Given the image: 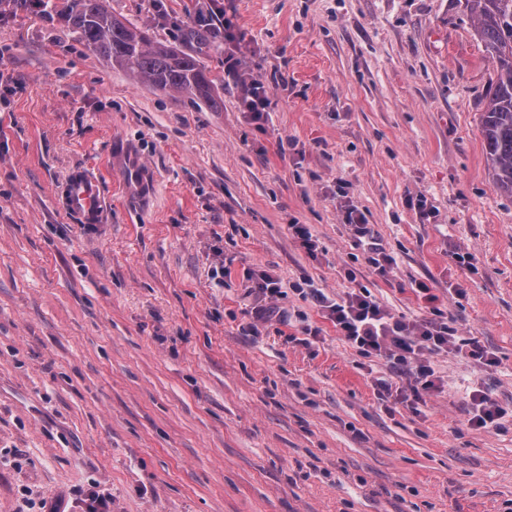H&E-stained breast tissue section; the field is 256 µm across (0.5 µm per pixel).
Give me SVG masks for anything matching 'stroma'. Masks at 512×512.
I'll return each instance as SVG.
<instances>
[{
	"instance_id": "35a3bbf8",
	"label": "stroma",
	"mask_w": 512,
	"mask_h": 512,
	"mask_svg": "<svg viewBox=\"0 0 512 512\" xmlns=\"http://www.w3.org/2000/svg\"><path fill=\"white\" fill-rule=\"evenodd\" d=\"M163 2L107 0L164 42L210 7ZM223 3L236 40L197 53L214 104L153 89L38 10L0 19V512H77L91 488L112 512H512V417L469 414L475 383L512 407V198L488 169L496 64L466 0ZM253 79L261 125L238 110ZM80 167L108 211L91 234L59 203ZM264 270L288 291L258 325L246 276ZM308 278L438 317L496 362L437 355L419 409L383 402L385 360L293 291ZM307 324L309 347L292 340Z\"/></svg>"
}]
</instances>
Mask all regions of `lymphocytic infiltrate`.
Wrapping results in <instances>:
<instances>
[{"label":"lymphocytic infiltrate","mask_w":512,"mask_h":512,"mask_svg":"<svg viewBox=\"0 0 512 512\" xmlns=\"http://www.w3.org/2000/svg\"><path fill=\"white\" fill-rule=\"evenodd\" d=\"M301 293L318 305L325 317L364 357L385 359L393 376L380 378L376 387L381 399L417 407L425 392L435 387L434 355L447 351L455 334L447 322L423 318L413 322L390 312L367 290L329 298L313 281H306ZM407 377L408 386L396 380Z\"/></svg>","instance_id":"lymphocytic-infiltrate-1"}]
</instances>
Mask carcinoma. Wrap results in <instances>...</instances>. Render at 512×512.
Listing matches in <instances>:
<instances>
[{
    "mask_svg": "<svg viewBox=\"0 0 512 512\" xmlns=\"http://www.w3.org/2000/svg\"><path fill=\"white\" fill-rule=\"evenodd\" d=\"M9 2L14 9L35 4L46 18L60 17L86 49L157 90L214 101L213 80L194 54L154 42L146 32L116 19L107 0H67L60 13L53 0ZM467 3L474 13L476 34L496 62V80L482 117L488 167L496 190L512 198V0ZM221 39L213 27L199 22L182 34V40L201 48Z\"/></svg>",
    "mask_w": 512,
    "mask_h": 512,
    "instance_id": "carcinoma-1",
    "label": "carcinoma"
}]
</instances>
